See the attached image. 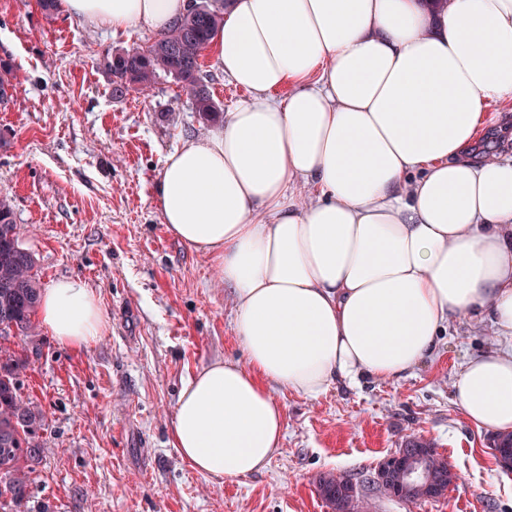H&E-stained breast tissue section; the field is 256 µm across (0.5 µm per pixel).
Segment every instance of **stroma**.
<instances>
[{
  "label": "stroma",
  "instance_id": "1",
  "mask_svg": "<svg viewBox=\"0 0 512 512\" xmlns=\"http://www.w3.org/2000/svg\"><path fill=\"white\" fill-rule=\"evenodd\" d=\"M152 36L48 16L39 0H0V59L15 85L0 107V196L41 286L82 277L108 323L86 350L41 332L29 357L21 392L47 416L35 501L50 512H331L316 489L321 474L370 469L415 435L457 481L444 498H382L375 512H512V470L450 389L466 357L498 346L487 320H455L435 355L392 381L338 383L315 399L274 388L285 437L261 472L218 478L183 461L171 429L184 383L242 351L231 293L206 252L168 234L155 192L165 156L208 123L172 79L118 97L97 63Z\"/></svg>",
  "mask_w": 512,
  "mask_h": 512
}]
</instances>
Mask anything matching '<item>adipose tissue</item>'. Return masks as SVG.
I'll return each mask as SVG.
<instances>
[{"mask_svg":"<svg viewBox=\"0 0 512 512\" xmlns=\"http://www.w3.org/2000/svg\"><path fill=\"white\" fill-rule=\"evenodd\" d=\"M112 32L160 30L188 0H60ZM247 92L156 183L162 220L209 253L235 301L243 360L184 385L172 439L195 471L240 478L282 446L280 386L394 380L458 316L505 347L451 385L467 421L512 431V156L474 158L487 103L512 101V0H229L207 46ZM288 95L275 99L279 89ZM317 190L299 204L293 188ZM45 330L83 349L106 326L79 277L52 281Z\"/></svg>","mask_w":512,"mask_h":512,"instance_id":"obj_1","label":"adipose tissue"}]
</instances>
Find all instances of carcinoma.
Wrapping results in <instances>:
<instances>
[{
    "mask_svg": "<svg viewBox=\"0 0 512 512\" xmlns=\"http://www.w3.org/2000/svg\"><path fill=\"white\" fill-rule=\"evenodd\" d=\"M224 8V0H205L203 12L186 11L150 41L102 53L98 65L112 75L115 94L130 86L147 89L163 75L176 81L203 120L219 119L221 108L201 77L200 58L224 22ZM39 293L33 256L20 247L13 210L0 197V512H43L31 506V484L45 452L40 432L46 417L21 392L26 345L38 349L33 317ZM18 340L25 343L19 350ZM493 446L505 463L512 462V433L496 436ZM430 467L438 486L433 497L439 498L452 484V467L443 458L431 460ZM317 492L332 512H346L350 502H360L363 488L344 474H326Z\"/></svg>",
    "mask_w": 512,
    "mask_h": 512,
    "instance_id": "carcinoma-1",
    "label": "carcinoma"
}]
</instances>
